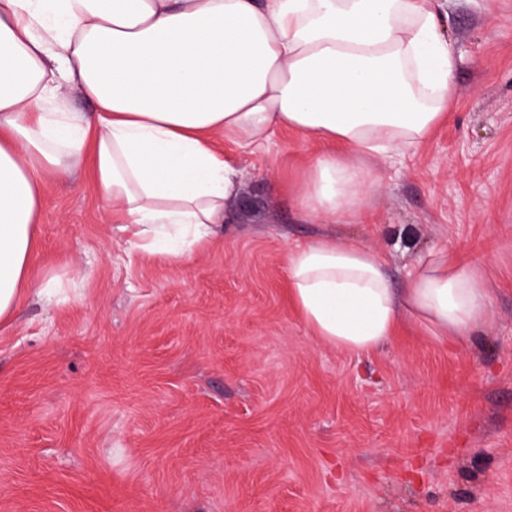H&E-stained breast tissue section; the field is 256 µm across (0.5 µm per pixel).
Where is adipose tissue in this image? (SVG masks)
Masks as SVG:
<instances>
[{
  "mask_svg": "<svg viewBox=\"0 0 512 512\" xmlns=\"http://www.w3.org/2000/svg\"><path fill=\"white\" fill-rule=\"evenodd\" d=\"M455 69L429 0H0V319L27 285L48 176L89 166L132 247L188 256L235 186L213 137L290 128L351 151L311 166L301 212L354 219L373 184L356 156L421 146ZM66 84L94 110L66 111ZM288 275L316 337L350 353L410 321L466 340L489 312L484 273L439 249L399 291L380 254L330 241L292 248Z\"/></svg>",
  "mask_w": 512,
  "mask_h": 512,
  "instance_id": "ef3b65f1",
  "label": "adipose tissue"
}]
</instances>
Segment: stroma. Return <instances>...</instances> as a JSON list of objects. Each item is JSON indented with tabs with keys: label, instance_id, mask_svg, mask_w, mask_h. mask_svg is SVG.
<instances>
[{
	"label": "stroma",
	"instance_id": "stroma-1",
	"mask_svg": "<svg viewBox=\"0 0 512 512\" xmlns=\"http://www.w3.org/2000/svg\"><path fill=\"white\" fill-rule=\"evenodd\" d=\"M455 110L369 159V221L301 216L327 147L224 134L237 171L190 257L135 249L87 170L45 186L31 277L0 321V512H512V0H443ZM380 253L393 288L435 249L482 269L477 336L421 325L370 354L317 339L287 256Z\"/></svg>",
	"mask_w": 512,
	"mask_h": 512
}]
</instances>
